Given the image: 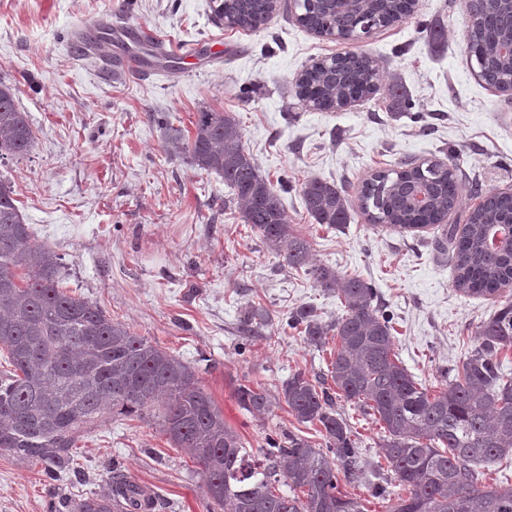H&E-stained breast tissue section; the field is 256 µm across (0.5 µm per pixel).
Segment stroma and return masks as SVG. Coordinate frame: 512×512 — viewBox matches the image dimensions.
<instances>
[{"label": "stroma", "mask_w": 512, "mask_h": 512, "mask_svg": "<svg viewBox=\"0 0 512 512\" xmlns=\"http://www.w3.org/2000/svg\"><path fill=\"white\" fill-rule=\"evenodd\" d=\"M280 3L263 28L237 31L215 18L211 0H0V80L17 85L36 137L28 156L0 161V178L11 182L34 239L61 256L67 291L196 367L246 447L294 433L320 448L317 427L299 423L279 395L294 372H326L334 347H310L281 321L303 304L327 321L345 309L308 276L280 267L238 210L225 208L223 180L169 151L157 119L189 133L199 111L236 113L246 149L314 258L376 288L396 352L436 390L443 370L475 346L481 322L512 299V286L498 298L459 290L438 226L381 227L356 207L344 226L315 223L300 185L318 178L354 199L375 170L444 163L453 150L482 192L512 190V91L475 75L465 0H418L411 19L358 42L317 36L298 22L293 0ZM115 14L130 26L125 43L149 27L177 45L169 68L149 64L150 78L141 79L104 68L111 41L89 56L69 43L70 33ZM433 27L444 31L442 41L430 40ZM210 40L223 42V60L186 73L184 47ZM345 51L372 57L379 91L341 111L310 109L295 95L297 75ZM252 303L274 320L244 336L239 320ZM241 385L265 389L276 405L261 415L243 410ZM334 402L364 459L352 494L366 499L380 486L396 502L404 490L382 457V425L342 396ZM116 469L154 499L153 512H207L200 465L172 447L150 413L110 418L85 434L74 470L56 480L42 465L0 451V512H48L49 503L107 492Z\"/></svg>", "instance_id": "obj_1"}]
</instances>
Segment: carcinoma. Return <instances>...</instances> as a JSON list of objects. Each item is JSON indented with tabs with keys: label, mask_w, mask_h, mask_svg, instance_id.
Masks as SVG:
<instances>
[{
	"label": "carcinoma",
	"mask_w": 512,
	"mask_h": 512,
	"mask_svg": "<svg viewBox=\"0 0 512 512\" xmlns=\"http://www.w3.org/2000/svg\"><path fill=\"white\" fill-rule=\"evenodd\" d=\"M216 19L229 28L256 30L279 10L280 0H214ZM415 0H375L369 8L379 27L414 12ZM298 20L331 37L349 22L336 15L332 0H298ZM471 20L468 50L478 77L502 90L512 85V66L498 45L512 34V11L499 0H466ZM380 73L364 53L331 56L305 68L295 93L317 111H335L351 100H370ZM17 87L0 81V160L20 158L34 146L26 113L16 104ZM194 134L165 128L169 146L201 170L224 179L244 223L259 234L280 265L304 271L315 286L339 294L346 313L326 322L311 305L288 316L289 328L322 349L336 339L327 373L316 379L296 372L281 394L301 423L320 427L325 447L315 448L293 434L253 450L224 422L212 398L199 386L196 369L113 320L97 305L61 286L62 258L33 242L16 204L11 183L0 179V344L7 368L0 370V450L22 461L45 465L54 478L74 469L82 434L106 416L161 409L159 426L175 448H187L202 467L214 512H368L365 500L341 490L339 479L362 482L364 470L352 430L334 407L328 383L383 425V456L406 496L388 512H512V484H488L484 467L512 457V372L500 353L512 348V301L507 300L477 331V344L454 367L446 387L430 391L415 379L394 351L390 317L376 301L375 288L357 276L313 258L308 240L295 233L280 195L242 140L233 112L196 113ZM466 175L454 163L373 172L362 186L359 207L373 224L423 229L443 223L455 208ZM425 186L430 205L414 210L409 188ZM308 215L317 224L350 221L349 198L334 183L301 184ZM512 225V195L489 192L463 228L448 226V256L458 288L496 297L512 285V247L490 251L489 230ZM268 310L248 307L244 333L257 336L271 323ZM242 409L264 414L273 406L263 389L238 388ZM289 493L280 492L279 485ZM111 491L86 497L75 512H149L154 502L119 472Z\"/></svg>",
	"instance_id": "obj_1"
}]
</instances>
